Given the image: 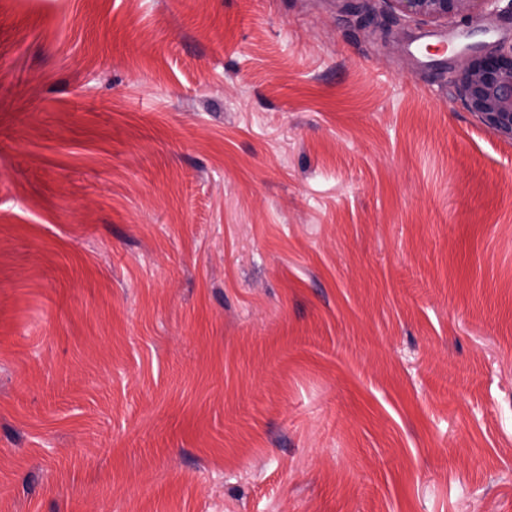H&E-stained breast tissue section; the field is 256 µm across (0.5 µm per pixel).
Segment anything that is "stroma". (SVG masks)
I'll return each mask as SVG.
<instances>
[{"label":"stroma","instance_id":"stroma-1","mask_svg":"<svg viewBox=\"0 0 512 512\" xmlns=\"http://www.w3.org/2000/svg\"><path fill=\"white\" fill-rule=\"evenodd\" d=\"M512 15L0 5V512H512ZM458 70L448 67L465 108L489 128L512 139V41L487 49L469 46Z\"/></svg>","mask_w":512,"mask_h":512}]
</instances>
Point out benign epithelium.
I'll use <instances>...</instances> for the list:
<instances>
[{
  "instance_id": "obj_1",
  "label": "benign epithelium",
  "mask_w": 512,
  "mask_h": 512,
  "mask_svg": "<svg viewBox=\"0 0 512 512\" xmlns=\"http://www.w3.org/2000/svg\"><path fill=\"white\" fill-rule=\"evenodd\" d=\"M507 2L501 6V2ZM391 12L431 23L459 17L473 10L512 14V0H383ZM457 70H449L465 108L489 128L512 138V43L491 49L472 45L459 54Z\"/></svg>"
}]
</instances>
